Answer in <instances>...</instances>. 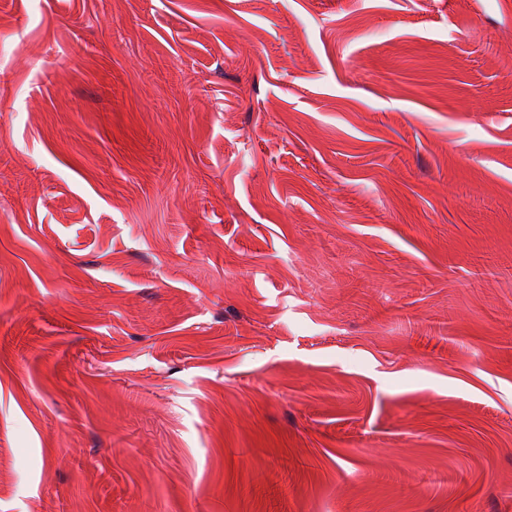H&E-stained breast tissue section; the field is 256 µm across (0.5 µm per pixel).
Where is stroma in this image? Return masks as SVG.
<instances>
[{
    "mask_svg": "<svg viewBox=\"0 0 512 512\" xmlns=\"http://www.w3.org/2000/svg\"><path fill=\"white\" fill-rule=\"evenodd\" d=\"M0 512H512V0H0Z\"/></svg>",
    "mask_w": 512,
    "mask_h": 512,
    "instance_id": "1",
    "label": "stroma"
}]
</instances>
